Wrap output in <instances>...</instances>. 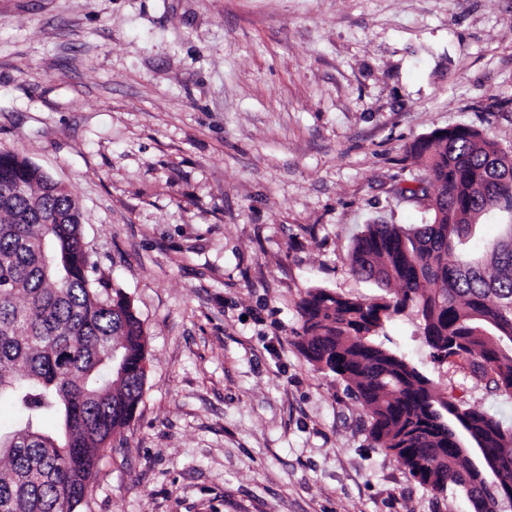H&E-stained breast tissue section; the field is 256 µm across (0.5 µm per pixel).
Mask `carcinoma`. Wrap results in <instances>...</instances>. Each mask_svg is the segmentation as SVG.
Listing matches in <instances>:
<instances>
[{"mask_svg":"<svg viewBox=\"0 0 512 512\" xmlns=\"http://www.w3.org/2000/svg\"><path fill=\"white\" fill-rule=\"evenodd\" d=\"M425 178L405 192L429 199V222L369 224L353 272L398 293L374 301L323 288L299 303L297 345L340 378L369 417L372 440L433 491L465 494L476 512H512V427L440 396L379 342L392 315L418 309L432 357L466 360L512 391V224L485 255L470 247L484 214L512 210V153L457 126L412 146ZM77 197L27 158L0 151V398L19 413L0 449V512H78L99 453L142 401L147 334L129 298L92 276ZM459 421L491 449L501 483L485 485L456 448Z\"/></svg>","mask_w":512,"mask_h":512,"instance_id":"1","label":"carcinoma"}]
</instances>
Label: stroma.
I'll return each mask as SVG.
<instances>
[{
    "label": "stroma",
    "mask_w": 512,
    "mask_h": 512,
    "mask_svg": "<svg viewBox=\"0 0 512 512\" xmlns=\"http://www.w3.org/2000/svg\"><path fill=\"white\" fill-rule=\"evenodd\" d=\"M512 151V0H0V150L70 188L97 274L148 335L143 399L82 512H472L378 448L297 346L368 224H422L409 145ZM386 346L512 427V394L437 361L409 307Z\"/></svg>",
    "instance_id": "35a3bbf8"
}]
</instances>
